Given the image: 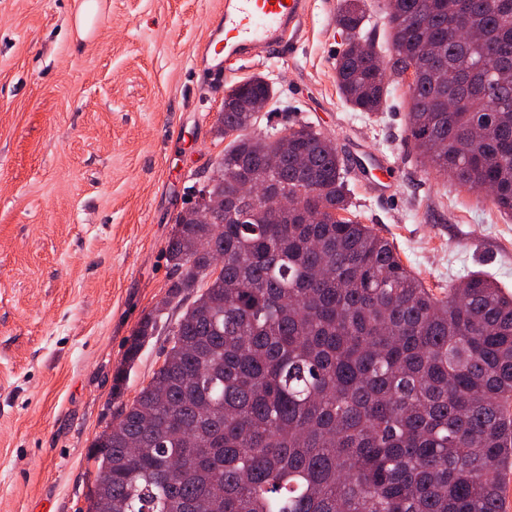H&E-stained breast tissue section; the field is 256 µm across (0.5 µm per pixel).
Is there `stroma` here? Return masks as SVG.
Listing matches in <instances>:
<instances>
[{"instance_id":"35a3bbf8","label":"stroma","mask_w":512,"mask_h":512,"mask_svg":"<svg viewBox=\"0 0 512 512\" xmlns=\"http://www.w3.org/2000/svg\"><path fill=\"white\" fill-rule=\"evenodd\" d=\"M0 0V512H86L90 450L163 362L166 248L227 141L223 89L201 82L224 0ZM340 0H312L289 48L243 63L276 89L257 129L309 122L332 140L361 223L426 287L481 272L512 293V220L488 193L425 168L407 83L382 110L336 87ZM162 329L112 384L143 318ZM125 367V366H124Z\"/></svg>"}]
</instances>
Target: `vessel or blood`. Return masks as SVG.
Wrapping results in <instances>:
<instances>
[{
    "mask_svg": "<svg viewBox=\"0 0 512 512\" xmlns=\"http://www.w3.org/2000/svg\"><path fill=\"white\" fill-rule=\"evenodd\" d=\"M309 7L310 0H224V38L207 46L213 64L204 74V82L222 86L233 63L287 44L300 29Z\"/></svg>",
    "mask_w": 512,
    "mask_h": 512,
    "instance_id": "b4317fda",
    "label": "vessel or blood"
}]
</instances>
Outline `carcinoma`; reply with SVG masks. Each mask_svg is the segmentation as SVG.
<instances>
[{
	"mask_svg": "<svg viewBox=\"0 0 512 512\" xmlns=\"http://www.w3.org/2000/svg\"><path fill=\"white\" fill-rule=\"evenodd\" d=\"M386 8L385 62L362 0H341L339 94L372 114L387 73L417 68L407 132L423 164L491 189L512 215V0ZM274 95L260 74L224 95L231 141L202 186L224 198V223L176 217L170 347L93 444L108 449L95 459L102 512H501L512 294L480 272L425 287L357 219L330 139L306 122L252 131ZM278 194L300 205H262ZM156 330L146 317L128 360Z\"/></svg>",
	"mask_w": 512,
	"mask_h": 512,
	"instance_id": "obj_1",
	"label": "carcinoma"
}]
</instances>
